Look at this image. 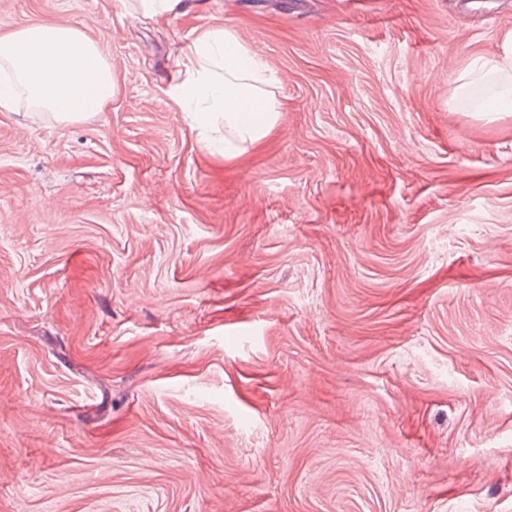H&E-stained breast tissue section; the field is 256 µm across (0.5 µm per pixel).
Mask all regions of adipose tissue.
<instances>
[{
    "instance_id": "1",
    "label": "adipose tissue",
    "mask_w": 512,
    "mask_h": 512,
    "mask_svg": "<svg viewBox=\"0 0 512 512\" xmlns=\"http://www.w3.org/2000/svg\"><path fill=\"white\" fill-rule=\"evenodd\" d=\"M185 79L174 94L207 147L227 156L264 138L281 106L266 86L270 63L227 28L203 33L179 63ZM112 99V64L102 45L75 28L31 23L0 37V107L26 102L29 111L60 121L85 119ZM258 102L259 111L243 106Z\"/></svg>"
}]
</instances>
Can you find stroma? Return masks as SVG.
Masks as SVG:
<instances>
[{
    "instance_id": "stroma-1",
    "label": "stroma",
    "mask_w": 512,
    "mask_h": 512,
    "mask_svg": "<svg viewBox=\"0 0 512 512\" xmlns=\"http://www.w3.org/2000/svg\"><path fill=\"white\" fill-rule=\"evenodd\" d=\"M277 2L0 0L113 80L0 109V512H512V111L456 90L512 0ZM224 27L283 109L231 158L171 91Z\"/></svg>"
}]
</instances>
